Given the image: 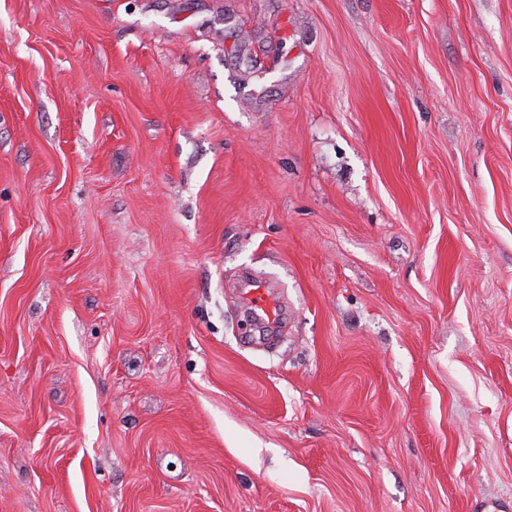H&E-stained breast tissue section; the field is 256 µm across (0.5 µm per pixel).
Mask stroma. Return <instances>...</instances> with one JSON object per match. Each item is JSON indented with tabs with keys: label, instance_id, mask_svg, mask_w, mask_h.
Masks as SVG:
<instances>
[{
	"label": "stroma",
	"instance_id": "1",
	"mask_svg": "<svg viewBox=\"0 0 512 512\" xmlns=\"http://www.w3.org/2000/svg\"><path fill=\"white\" fill-rule=\"evenodd\" d=\"M510 503L512 0H0V512ZM248 287H251L246 292L250 309L262 322L268 325L275 323L278 314L271 308L269 291L256 283L248 284Z\"/></svg>",
	"mask_w": 512,
	"mask_h": 512
}]
</instances>
